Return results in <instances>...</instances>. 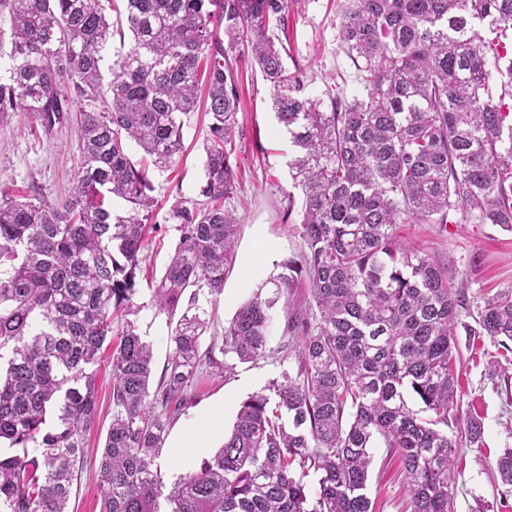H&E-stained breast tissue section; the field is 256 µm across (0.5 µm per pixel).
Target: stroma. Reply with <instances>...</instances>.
Segmentation results:
<instances>
[{
    "label": "stroma",
    "instance_id": "obj_1",
    "mask_svg": "<svg viewBox=\"0 0 512 512\" xmlns=\"http://www.w3.org/2000/svg\"><path fill=\"white\" fill-rule=\"evenodd\" d=\"M340 19L336 0H306L300 8H289L287 33L289 68L304 75L308 92L325 97L336 89L345 98L363 93V79L340 47ZM240 111L234 137L237 156V191L231 201L240 224L235 258L224 276V293L205 303L213 318L202 338L203 347L221 343L224 326L237 308L254 297L285 263L298 259L301 240L302 195L295 189L288 168L292 147L277 123L269 90L257 66L239 64ZM184 152L171 168L153 171L155 226L147 236L137 272L138 297L142 309L136 317L141 333L154 348V377H161L169 354L172 324L167 314L150 305V288L158 282L176 245L177 233L166 215L179 200L199 198L203 179L204 145L209 118L203 109L184 115ZM79 130L69 121L47 133L28 112H14L0 122V192L21 197L29 191L41 193L52 203L69 196L80 165ZM398 233L433 259L448 266L451 280H464L470 294H495L512 290V233L494 224L470 219L453 224H403ZM310 287L300 281L282 295L272 311L273 322L267 352L253 363H240L232 372L211 367L189 390L187 403L171 421L168 433H176L198 413L222 407L223 426L232 428L240 403L257 392H267L279 378L287 349L295 340L283 334L288 309L308 304ZM475 322L461 315L456 342L462 363L457 373L459 420L474 416L484 428L481 446L465 448L455 461V497L452 512H512V491H506L495 468L503 449L512 448V350H505L486 336L470 335ZM498 360L491 369L490 360ZM109 367H100L97 389L99 422L88 438V458L70 500V512H99L98 459L112 418L109 400ZM367 494L379 512H404L406 498L402 465L398 455L386 449L373 451Z\"/></svg>",
    "mask_w": 512,
    "mask_h": 512
}]
</instances>
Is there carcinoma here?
<instances>
[{"instance_id": "cac0c4a2", "label": "carcinoma", "mask_w": 512, "mask_h": 512, "mask_svg": "<svg viewBox=\"0 0 512 512\" xmlns=\"http://www.w3.org/2000/svg\"><path fill=\"white\" fill-rule=\"evenodd\" d=\"M131 49L109 74L117 0H0L9 15V76L0 120L30 112L46 129L75 114L82 163L64 203L0 192V507L68 512L97 424V374L112 370V421L99 462L100 512H376L367 495L372 449L398 454L408 512H452L454 459L481 443L458 410L454 339L475 308L478 335L512 342V291L455 288L398 225L448 223L449 212L512 232V55L484 37L512 21V0H343L339 39L366 94L329 106L310 96L271 26L302 0H123ZM250 53L269 84L288 162L303 195L299 258L224 325L222 353L265 357L271 309L306 277L311 302L289 313L296 367L272 383L276 400H244L215 453L165 490L157 462L172 414L213 349L199 296L217 299L234 259L230 201L238 163L237 59ZM205 70H200V64ZM205 90L210 116L201 202L176 201L178 242L152 302L172 317L156 389L154 356L128 316L142 306L137 270L153 219L152 182L137 146L166 168L183 149L179 115ZM103 107L74 111V104ZM118 198L128 209L117 212ZM512 488V448L496 458ZM318 475L310 490L306 478Z\"/></svg>"}]
</instances>
